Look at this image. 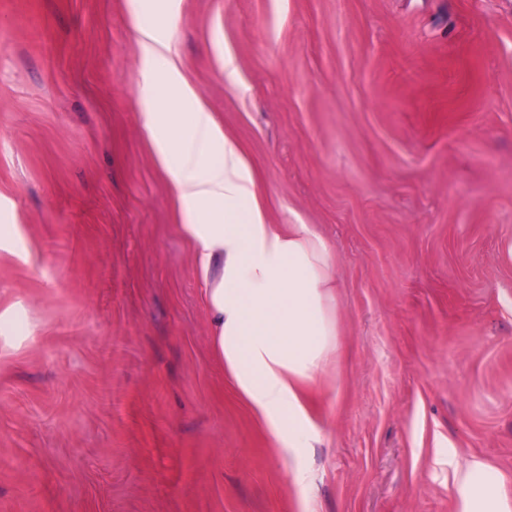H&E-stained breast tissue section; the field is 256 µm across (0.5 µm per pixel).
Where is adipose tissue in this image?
I'll return each mask as SVG.
<instances>
[{
    "instance_id": "1",
    "label": "adipose tissue",
    "mask_w": 512,
    "mask_h": 512,
    "mask_svg": "<svg viewBox=\"0 0 512 512\" xmlns=\"http://www.w3.org/2000/svg\"><path fill=\"white\" fill-rule=\"evenodd\" d=\"M160 25L140 30L142 126L185 222L212 351L274 445L310 447L318 432L305 390L336 361L334 255L309 224L267 223L251 171L172 61L177 0H152ZM17 307L0 310V360L37 338ZM483 465L455 471L463 512H490L495 484Z\"/></svg>"
}]
</instances>
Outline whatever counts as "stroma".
Segmentation results:
<instances>
[{
    "label": "stroma",
    "instance_id": "obj_1",
    "mask_svg": "<svg viewBox=\"0 0 512 512\" xmlns=\"http://www.w3.org/2000/svg\"><path fill=\"white\" fill-rule=\"evenodd\" d=\"M173 59L271 224L336 254L320 429L274 446L213 357L143 128L131 0H0V512L512 506V0H178ZM311 471L297 484L292 467ZM18 309H23L19 305ZM12 305L0 310V360L12 357L37 338L39 325L29 320L27 314L20 319L19 310ZM484 467L479 461H466L456 467L455 479L462 494L463 512H488L499 500L495 484L476 478Z\"/></svg>",
    "mask_w": 512,
    "mask_h": 512
}]
</instances>
